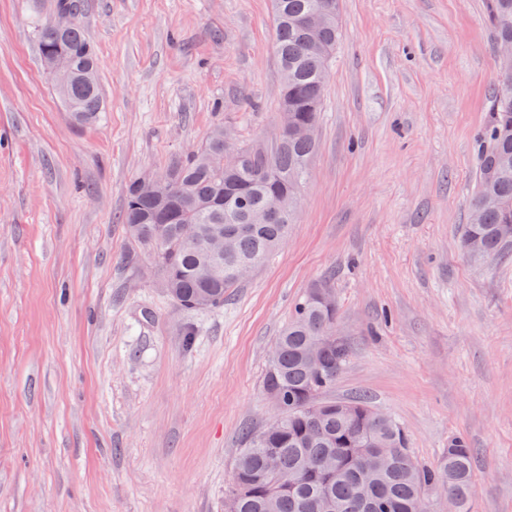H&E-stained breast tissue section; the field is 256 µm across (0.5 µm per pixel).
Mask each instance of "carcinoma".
I'll return each mask as SVG.
<instances>
[{
  "instance_id": "cac0c4a2",
  "label": "carcinoma",
  "mask_w": 512,
  "mask_h": 512,
  "mask_svg": "<svg viewBox=\"0 0 512 512\" xmlns=\"http://www.w3.org/2000/svg\"><path fill=\"white\" fill-rule=\"evenodd\" d=\"M496 45L512 44V0H488ZM340 0H274V48L288 73V110L268 141L233 143L215 126L193 152L178 156L164 171L162 194L143 190L139 179L128 189L122 213L134 249H149L162 287L180 307L209 310L224 299L288 238L296 218L299 190L308 176L316 137L291 132L318 126L329 64L340 38ZM317 14L320 25L304 20ZM41 58L54 56L70 85L73 121L98 123L105 102L98 58L83 29L59 31L53 16L35 25ZM500 90L480 137V164L470 200V223L463 225L461 248L482 263L512 252V69L496 64ZM288 199L286 212L270 224L258 216ZM336 293L325 277L295 302L274 342L263 387L275 409L276 426L243 432L244 448L224 490V512H414L422 495L452 496L460 512H470L475 494L473 451L465 438L448 443L439 465H421L407 436L391 414L376 412L367 399L336 400L328 392L350 357L336 337ZM325 344L320 367L307 356L315 342ZM385 450L382 468L363 476L361 450Z\"/></svg>"
}]
</instances>
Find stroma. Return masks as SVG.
Returning <instances> with one entry per match:
<instances>
[{"label":"stroma","instance_id":"35a3bbf8","mask_svg":"<svg viewBox=\"0 0 512 512\" xmlns=\"http://www.w3.org/2000/svg\"><path fill=\"white\" fill-rule=\"evenodd\" d=\"M0 0V512H224L297 297L334 279L350 359L330 394L392 413L416 459L474 451L472 512H512V256H462L498 90L486 0H341L287 243L223 309L125 262L131 180L277 128L272 0H84L106 104L72 123L30 6ZM196 331L186 346L184 329Z\"/></svg>","mask_w":512,"mask_h":512}]
</instances>
